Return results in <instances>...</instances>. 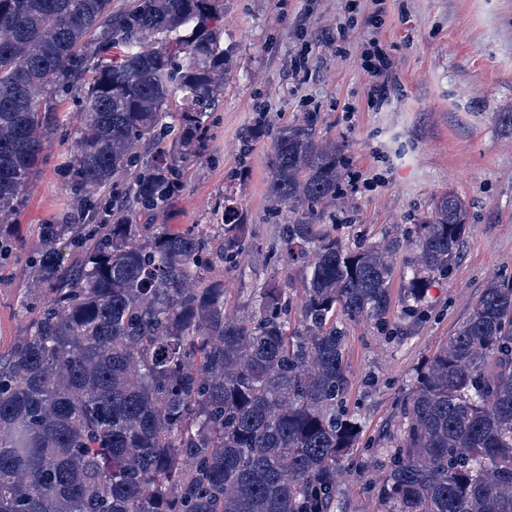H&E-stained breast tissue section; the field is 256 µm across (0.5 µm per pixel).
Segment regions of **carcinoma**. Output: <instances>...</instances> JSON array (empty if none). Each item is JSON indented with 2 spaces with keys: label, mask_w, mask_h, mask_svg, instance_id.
Here are the masks:
<instances>
[{
  "label": "carcinoma",
  "mask_w": 512,
  "mask_h": 512,
  "mask_svg": "<svg viewBox=\"0 0 512 512\" xmlns=\"http://www.w3.org/2000/svg\"><path fill=\"white\" fill-rule=\"evenodd\" d=\"M218 2L0 0V228L20 215L75 90L66 186L94 220L40 225L27 274L38 305L0 353V512H331L361 429L343 409V321L384 323L402 244L352 246L328 228L344 167L307 126L274 133L269 176L291 214L282 248L308 269L299 297L269 278L249 315L226 312L208 272L252 247L233 195L217 248L154 223L205 151L227 71ZM143 144L153 152L132 205L100 204ZM466 224L448 191L415 225L405 301L457 265ZM402 416L395 446L368 449L379 512H512V281L488 283Z\"/></svg>",
  "instance_id": "1"
}]
</instances>
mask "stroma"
Wrapping results in <instances>:
<instances>
[{"mask_svg":"<svg viewBox=\"0 0 512 512\" xmlns=\"http://www.w3.org/2000/svg\"><path fill=\"white\" fill-rule=\"evenodd\" d=\"M224 0L219 14L229 79L209 112L208 149L188 163L180 196L161 216L170 228L217 235L224 194L241 202L254 249L224 267L226 308L254 306L255 290L279 273L300 290L305 267L280 249L287 210L267 191L270 134L312 125L345 162L343 198L332 206L345 242L406 239L451 191L468 206L460 259L429 288L424 313H403L394 282L384 325L349 324L346 406L368 448L392 446L402 428L398 402L428 358L467 318L488 282L512 279V0ZM379 41L391 59L385 100L360 53ZM73 131L60 123L0 250V351L26 320L22 270L36 257L39 224L83 218L64 187Z\"/></svg>","mask_w":512,"mask_h":512,"instance_id":"obj_1","label":"stroma"}]
</instances>
